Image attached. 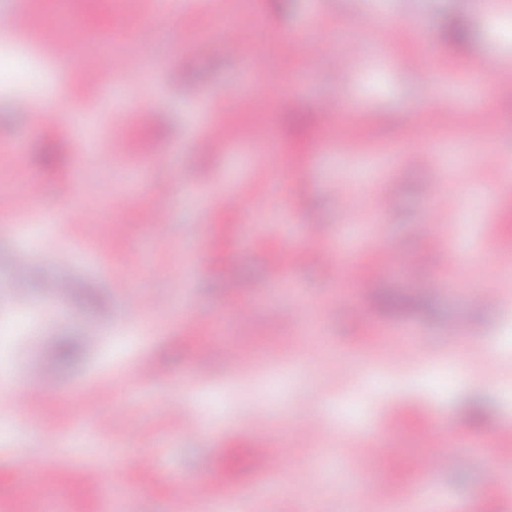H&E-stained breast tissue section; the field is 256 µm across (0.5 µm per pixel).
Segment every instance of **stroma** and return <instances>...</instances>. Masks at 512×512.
I'll use <instances>...</instances> for the list:
<instances>
[{"label": "stroma", "mask_w": 512, "mask_h": 512, "mask_svg": "<svg viewBox=\"0 0 512 512\" xmlns=\"http://www.w3.org/2000/svg\"><path fill=\"white\" fill-rule=\"evenodd\" d=\"M498 2L492 28L473 0H285L280 8L194 0L176 20L155 16L139 32L164 44L140 83L114 80L88 97L74 87L96 53L63 66L40 36L17 39L13 67L0 74V195L20 190L23 172L41 191L36 221L0 220V324L27 326L8 287L17 281L44 319L34 335L15 337L7 370L33 390L49 364L56 386L28 410L0 407V512H123L128 501L134 512H199L201 482L219 501L250 492L266 512H409L422 488L432 512L459 502L469 512H512V475L493 488L486 481L512 458V99L459 64L483 55L512 69V0ZM20 7L103 41L128 12L153 10L152 0H0V12ZM378 16L402 35L382 53L364 52L344 82L333 77L334 53L302 49L306 39L331 47L340 33L371 39ZM455 16L470 31L457 49L441 38ZM244 23L258 30L262 57L249 72L237 38ZM418 59L432 79L409 71ZM50 90L66 94L52 125L7 107L16 94L41 99ZM331 99L343 112L328 127L320 104ZM423 109L440 117L410 138ZM212 127L234 131L223 151L205 138ZM116 137L126 144L118 157ZM51 142L64 162L48 167L41 156ZM451 186L464 190L463 206L428 224L433 191ZM213 192L227 194L223 209H208ZM126 193L138 201L115 208ZM383 194L393 206L380 214ZM152 195L168 197L167 223H143L141 200ZM433 234L489 244L500 256L439 268L425 259ZM291 244L302 256L276 279L267 260ZM60 245L70 262L56 261ZM389 250L398 267L370 288ZM116 274L150 299L144 318L130 316ZM57 280L82 290L63 309L51 290ZM378 288L406 306L380 308ZM475 289L497 302L472 304ZM452 320L470 322L469 339L449 344ZM95 334L102 348L56 362L59 337ZM236 335L252 337L256 351L233 362L224 344ZM401 340L435 344L434 362H402ZM462 366L489 372L491 382L459 383ZM432 373L444 389L429 385ZM477 398L494 412L473 425L464 411ZM303 404L342 435L289 436ZM260 407L270 424L250 429ZM125 418L135 429L115 431ZM430 430L463 451V468L421 476ZM386 435L399 456L372 458L371 441ZM26 448L38 449L37 468L16 467ZM368 485L390 494L351 499Z\"/></svg>", "instance_id": "obj_1"}]
</instances>
